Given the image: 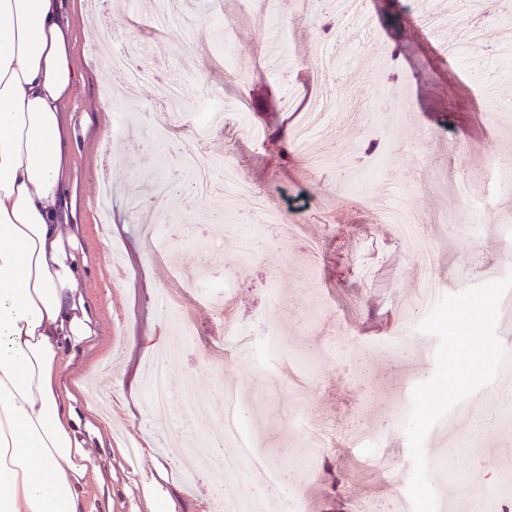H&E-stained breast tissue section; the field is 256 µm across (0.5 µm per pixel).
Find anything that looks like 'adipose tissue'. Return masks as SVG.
<instances>
[{
	"label": "adipose tissue",
	"instance_id": "ef3b65f1",
	"mask_svg": "<svg viewBox=\"0 0 512 512\" xmlns=\"http://www.w3.org/2000/svg\"><path fill=\"white\" fill-rule=\"evenodd\" d=\"M81 80L64 0H0V512H80L97 471L61 383L94 334L64 229Z\"/></svg>",
	"mask_w": 512,
	"mask_h": 512
}]
</instances>
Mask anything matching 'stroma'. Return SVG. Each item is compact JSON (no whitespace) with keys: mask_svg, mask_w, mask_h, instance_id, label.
Returning <instances> with one entry per match:
<instances>
[{"mask_svg":"<svg viewBox=\"0 0 512 512\" xmlns=\"http://www.w3.org/2000/svg\"><path fill=\"white\" fill-rule=\"evenodd\" d=\"M462 2L365 0L372 28L364 31L338 23L336 0H319L309 18L287 0L275 30L266 25L268 0H176L179 13L201 21L188 31L156 28L154 0H66L83 75L67 105L76 131L68 213L84 249L81 288L97 334L61 381L78 379L112 397L84 435L99 471L85 489L83 512H158L167 501L174 512H224L223 471L212 465L187 479L165 448L195 442V429H215L228 390L256 400L255 428L271 467L300 476L284 485L252 470L261 489L303 499L306 512H346L354 497L367 499L370 512H390L392 480L367 451L308 448L291 420H327L342 434L368 428L381 437V456L411 459L392 413L410 407L414 385L433 375L438 340L420 332L422 315L401 308L416 296L421 274L382 216L384 185L426 226L421 246L437 256L443 294L512 272L505 260L512 223L497 221L512 211V191L494 187L490 171L512 153V73L497 59L512 51V25L498 21L512 0H480L488 23L479 39L462 45L455 30L431 33L424 22L430 10H455ZM107 31L114 50L138 64L150 59L149 83H116L102 64ZM463 57L483 61L480 77L462 69ZM173 74L196 93L174 106L180 118L162 168L149 161L152 126ZM396 84L408 99L367 125L369 106ZM224 90L231 100L223 127L199 136L190 115L209 92ZM314 97L329 106L330 133L312 150L339 158L319 169L294 138ZM104 98L112 108H100ZM117 111L125 119L123 140L113 135ZM277 136L285 151L272 149ZM197 138L196 166L226 161L253 193L175 199L170 217L162 218L149 203L152 186L164 170L181 167L185 144ZM257 195L298 234L285 243L265 235L263 254L247 260L224 224L251 214ZM169 222L216 236L222 265H211L201 247L160 240ZM221 280L230 294L218 313L211 285ZM164 291L177 298V313L191 328L169 368L174 390L194 380L197 414L186 427L154 423L145 384L146 364L175 343L158 306ZM225 315L251 327L256 362H230ZM300 358L311 365V391L296 399L287 385L269 384L266 373Z\"/></svg>","mask_w":512,"mask_h":512,"instance_id":"1","label":"stroma"}]
</instances>
